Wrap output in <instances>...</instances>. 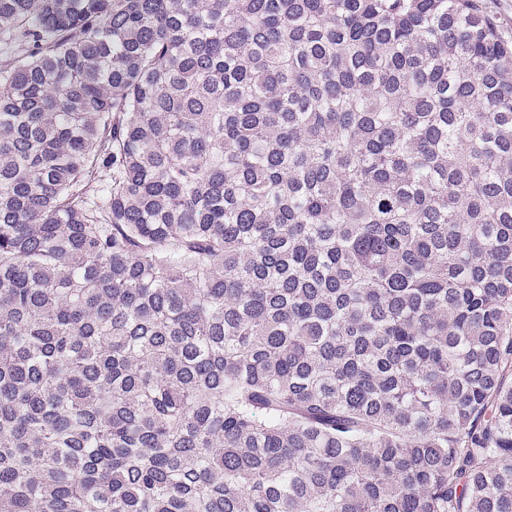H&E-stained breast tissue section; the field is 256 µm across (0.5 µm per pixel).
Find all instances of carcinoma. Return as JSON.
Segmentation results:
<instances>
[{"mask_svg": "<svg viewBox=\"0 0 512 512\" xmlns=\"http://www.w3.org/2000/svg\"><path fill=\"white\" fill-rule=\"evenodd\" d=\"M0 512H512L475 0H0Z\"/></svg>", "mask_w": 512, "mask_h": 512, "instance_id": "cac0c4a2", "label": "carcinoma"}]
</instances>
